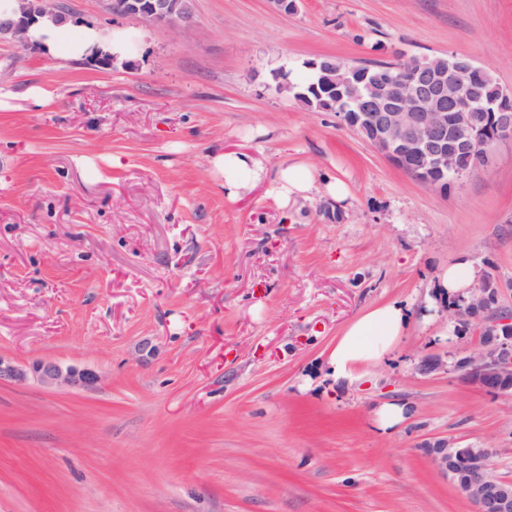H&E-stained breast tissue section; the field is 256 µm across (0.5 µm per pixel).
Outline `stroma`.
<instances>
[{"label":"stroma","mask_w":512,"mask_h":512,"mask_svg":"<svg viewBox=\"0 0 512 512\" xmlns=\"http://www.w3.org/2000/svg\"><path fill=\"white\" fill-rule=\"evenodd\" d=\"M64 2L140 40L104 68L0 38V356L103 382L0 384V512H475L423 449L446 437L494 446L492 474L512 481V400L415 371L477 342L419 315L460 256L512 308V139L433 191L275 89L321 55L453 52L512 92V0H194L187 38ZM34 86L49 106L26 100ZM229 150L265 167L236 199L212 165ZM291 164L317 181L283 208ZM386 301L415 313L397 359L333 382L337 336ZM388 402L411 412L384 434Z\"/></svg>","instance_id":"obj_1"}]
</instances>
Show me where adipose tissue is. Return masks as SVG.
Returning a JSON list of instances; mask_svg holds the SVG:
<instances>
[{"mask_svg": "<svg viewBox=\"0 0 512 512\" xmlns=\"http://www.w3.org/2000/svg\"><path fill=\"white\" fill-rule=\"evenodd\" d=\"M28 37L46 55L54 59L89 58L103 52L121 63L132 58L135 46L125 34L74 20L57 21L43 17L32 24ZM224 175V190L236 198L250 191L264 178V169L250 154L228 152L214 160ZM476 278L475 269L467 257H460L438 276L433 302H450L466 298ZM409 307L398 302H386L369 308L350 323L336 340L328 368L334 380L351 378L363 366H377L394 359L398 346L410 325Z\"/></svg>", "mask_w": 512, "mask_h": 512, "instance_id": "1", "label": "adipose tissue"}]
</instances>
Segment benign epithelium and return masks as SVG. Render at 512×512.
I'll use <instances>...</instances> for the list:
<instances>
[{
  "instance_id": "obj_1",
  "label": "benign epithelium",
  "mask_w": 512,
  "mask_h": 512,
  "mask_svg": "<svg viewBox=\"0 0 512 512\" xmlns=\"http://www.w3.org/2000/svg\"><path fill=\"white\" fill-rule=\"evenodd\" d=\"M17 10L0 19V36L17 46H30V11L58 16L61 0H17ZM118 12L145 22L190 32L195 16L184 0H122ZM480 67L455 54L406 60L393 73L356 78L341 94L357 111L342 113L343 121L399 169L429 189L442 188L444 178H461L466 156L478 167L487 163L498 140L512 138V93L501 92L496 111L486 112L478 86ZM492 136L479 133L486 124ZM502 285L488 274L470 288L469 296L445 308L460 329L478 327L482 340L476 350L456 363L471 385L512 399V311L500 307ZM47 389L92 391L100 383L90 367L64 366L54 359L18 364L0 357V383ZM436 469L476 505V512H512V482L490 471L495 449L461 447L451 438L424 445Z\"/></svg>"
}]
</instances>
